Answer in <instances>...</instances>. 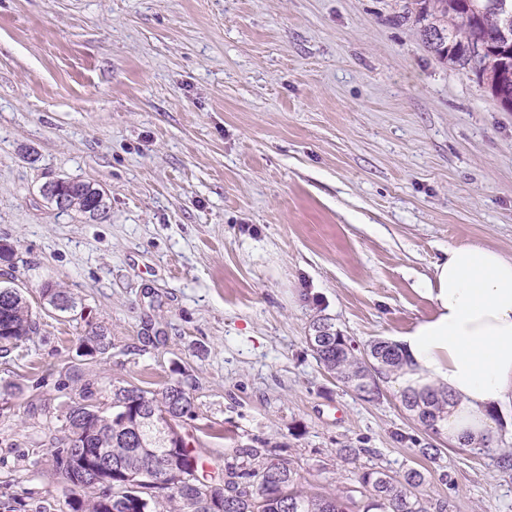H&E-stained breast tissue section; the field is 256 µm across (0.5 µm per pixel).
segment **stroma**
<instances>
[{
    "label": "stroma",
    "instance_id": "obj_1",
    "mask_svg": "<svg viewBox=\"0 0 512 512\" xmlns=\"http://www.w3.org/2000/svg\"><path fill=\"white\" fill-rule=\"evenodd\" d=\"M400 6L0 0V284L39 324L0 351V512H70L56 418L84 383L181 374L205 478L258 438L308 491L417 468L448 512H512L511 415L494 450L448 446L308 344L323 317L363 349L429 315L418 284L448 246L512 256V112L391 23ZM57 179L104 190L105 214L58 210ZM48 283L77 310H46ZM98 327L108 356L83 355Z\"/></svg>",
    "mask_w": 512,
    "mask_h": 512
}]
</instances>
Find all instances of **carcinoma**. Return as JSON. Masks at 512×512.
<instances>
[{
  "mask_svg": "<svg viewBox=\"0 0 512 512\" xmlns=\"http://www.w3.org/2000/svg\"><path fill=\"white\" fill-rule=\"evenodd\" d=\"M512 0H404L398 23L409 22L426 47L443 63L475 74L486 83L501 107L512 112ZM435 40L427 38L428 33ZM49 199L63 196L67 209L91 219L107 210L105 192L74 180L49 183ZM43 299L53 310L70 312L77 308L72 294L46 285ZM309 345L315 359L362 397L379 392L376 378L394 373L401 358L394 344L377 339L360 351L341 335L326 318L313 323ZM37 333V322L21 291L0 287V348L15 345ZM86 340L95 343L88 355H104L112 347L105 330L92 332ZM192 384L175 378L158 392L133 385L109 389L92 383L84 385L79 400L58 416L64 434L57 465L71 486L67 502L71 512H348L342 497L310 493L299 486L298 474L288 461L272 456L270 450L250 446L240 448L224 460L222 482H209L197 475V462L188 439L182 447H170L169 436L179 427V419L193 416ZM402 405L417 415L429 429L448 405V397L432 390L425 394L402 392ZM112 409H106V404ZM93 429L83 455H95L106 448L117 471L112 484H91L84 480L77 455L70 452L76 429ZM152 460L165 471L164 508L152 494V486L135 490L128 477L139 473ZM426 482L423 471L410 468L401 478L380 469L359 474L358 483L369 493L364 512H428L418 489ZM99 489L98 496L85 499L82 492Z\"/></svg>",
  "mask_w": 512,
  "mask_h": 512,
  "instance_id": "cac0c4a2",
  "label": "carcinoma"
}]
</instances>
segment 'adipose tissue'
Wrapping results in <instances>:
<instances>
[{"instance_id": "ef3b65f1", "label": "adipose tissue", "mask_w": 512, "mask_h": 512, "mask_svg": "<svg viewBox=\"0 0 512 512\" xmlns=\"http://www.w3.org/2000/svg\"><path fill=\"white\" fill-rule=\"evenodd\" d=\"M430 315L399 334L397 390L448 396L437 428L452 445H490L494 417L512 411V257L449 246L422 284Z\"/></svg>"}]
</instances>
